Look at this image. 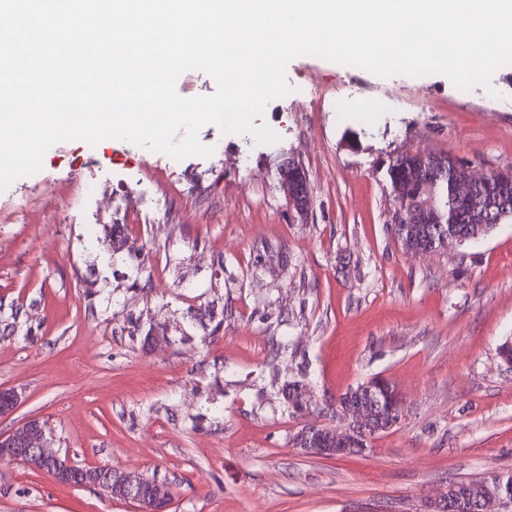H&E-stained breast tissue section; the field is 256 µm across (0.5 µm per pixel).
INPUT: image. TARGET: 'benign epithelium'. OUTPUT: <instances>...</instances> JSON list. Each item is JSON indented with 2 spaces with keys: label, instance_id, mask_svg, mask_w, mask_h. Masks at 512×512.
Masks as SVG:
<instances>
[{
  "label": "benign epithelium",
  "instance_id": "7a95c632",
  "mask_svg": "<svg viewBox=\"0 0 512 512\" xmlns=\"http://www.w3.org/2000/svg\"><path fill=\"white\" fill-rule=\"evenodd\" d=\"M455 169L456 194L461 199L468 198L475 186L490 178L488 174L473 177L460 163ZM393 202L391 223L410 225L407 236L403 238L407 252L418 256L427 255L444 248L453 249L466 242V237L452 232L439 246L434 241L427 246L416 244L427 233L428 225L438 222L435 196L415 198L410 186L401 185L393 194ZM18 401L19 396L15 391L0 388V417L12 414ZM336 419L340 424L329 430L330 436L336 438V447H331V442L325 441L316 425L294 434L291 445L304 454L363 455L367 449L352 445L357 435L383 433L399 424L397 420L377 414L374 405L350 400L336 405ZM0 460L13 463L33 460L57 483L101 490L114 499L142 505L149 512H165L169 506L167 488L157 481H147L139 474L123 469L101 466L83 468L68 457L61 456L52 448L46 428L37 418L28 419L8 435H0ZM424 512H512V497L501 493L500 480L494 474L477 496L461 490L455 483L448 484V489L426 501Z\"/></svg>",
  "mask_w": 512,
  "mask_h": 512
}]
</instances>
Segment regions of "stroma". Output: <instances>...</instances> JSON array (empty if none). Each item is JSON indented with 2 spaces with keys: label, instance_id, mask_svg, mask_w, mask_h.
Listing matches in <instances>:
<instances>
[{
  "label": "stroma",
  "instance_id": "stroma-1",
  "mask_svg": "<svg viewBox=\"0 0 512 512\" xmlns=\"http://www.w3.org/2000/svg\"><path fill=\"white\" fill-rule=\"evenodd\" d=\"M287 79L261 117L278 143L212 123L208 157L61 142L0 191V387L20 396L0 433L39 418L75 463L167 482L168 512H421L450 482L512 471V222L407 255L386 174L416 151L512 168V64L491 95L313 56ZM290 159L302 213L279 176ZM376 376L406 409L369 453L291 445ZM0 512L144 509L0 463ZM280 172L284 176V180L287 181L289 200L293 204V206L297 202V190H296V187L294 186L293 181L289 180L288 173L289 174L293 173V172L298 173V179H299L302 187L305 186L306 189L302 188L303 196L298 197L297 205H301L302 207H307L308 202H309V188H308V183H307L305 174L302 171H300L299 167L297 165H295L294 162H291V161H288V167H282L280 169Z\"/></svg>",
  "mask_w": 512,
  "mask_h": 512
}]
</instances>
